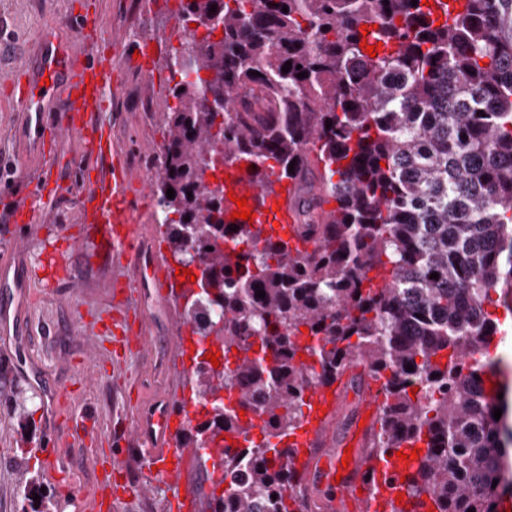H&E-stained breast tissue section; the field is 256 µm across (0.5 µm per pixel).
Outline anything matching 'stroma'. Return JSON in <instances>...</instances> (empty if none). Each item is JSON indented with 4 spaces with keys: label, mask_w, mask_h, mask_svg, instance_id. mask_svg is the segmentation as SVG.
Here are the masks:
<instances>
[{
    "label": "stroma",
    "mask_w": 512,
    "mask_h": 512,
    "mask_svg": "<svg viewBox=\"0 0 512 512\" xmlns=\"http://www.w3.org/2000/svg\"><path fill=\"white\" fill-rule=\"evenodd\" d=\"M91 0H0V74L13 57L33 51L42 29L73 35L68 14L83 13ZM173 13L162 0H105L104 32L133 40H150L161 49L176 44ZM112 64L125 82L138 86L153 109L141 111L139 101L120 96L112 112V136L123 146L155 152L164 142L163 117L174 100L167 68H159L154 84H143L128 63L126 47L112 50ZM11 115L0 111V256L27 267L32 302L27 334L0 331V512H89L93 474L110 452H117L126 489L118 512H167L166 486L144 464L135 446L116 440L113 421L133 416L139 390L153 395L185 386L186 377L172 360L180 330L173 303L156 308L159 320L139 355L116 361L98 339L107 323L102 313L136 297L138 276L128 272L123 287L112 285L113 267L100 256L96 234L85 222L79 198L82 175L79 145L64 142L72 156L69 180L60 186L54 208L44 223L14 237L9 207L14 195L32 190L36 171L10 138ZM79 248L68 250L70 239ZM66 251L70 284L51 285L36 273L50 249ZM170 358L158 375L157 356ZM29 445H22V436ZM39 487V501L22 497L25 486Z\"/></svg>",
    "instance_id": "stroma-1"
}]
</instances>
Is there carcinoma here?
<instances>
[{"instance_id": "cac0c4a2", "label": "carcinoma", "mask_w": 512, "mask_h": 512, "mask_svg": "<svg viewBox=\"0 0 512 512\" xmlns=\"http://www.w3.org/2000/svg\"><path fill=\"white\" fill-rule=\"evenodd\" d=\"M433 2L178 0L179 18L202 30L166 60L179 81L151 188L173 260L210 271L173 298L201 338L193 397L210 406L183 445L204 449L215 489L226 467L247 475L245 490L211 493V512H319L277 463L297 449L271 439L304 426L311 386L362 362L387 376L369 452L422 445L395 512H505L512 501L500 483L512 384L488 359L500 325L485 309L490 291L512 293V0H462L455 13ZM364 42L380 44L376 57ZM240 159L268 190L292 182L312 251L262 224H224V187L204 170ZM327 197L337 208L324 224ZM212 343L217 367L203 358ZM254 428L253 451L224 460L223 435Z\"/></svg>"}]
</instances>
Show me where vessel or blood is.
I'll return each instance as SVG.
<instances>
[{"instance_id":"obj_1","label":"vessel or blood","mask_w":512,"mask_h":512,"mask_svg":"<svg viewBox=\"0 0 512 512\" xmlns=\"http://www.w3.org/2000/svg\"><path fill=\"white\" fill-rule=\"evenodd\" d=\"M75 26L72 37L46 33L38 51L18 58L5 78L17 94L0 105L13 112L22 152L37 163L40 173L32 196L16 200L10 221L36 224L52 208L60 175L71 162L69 155L53 150L52 144L75 138L82 148L84 169L95 174L94 179L84 181L81 201L88 218L107 231L101 254L117 270L134 267L145 277L154 302L160 303L177 278L164 259L138 252L139 198L130 187L144 184L145 178L128 166L125 150L113 142L111 126L103 118L122 93V79L112 67L111 56L102 53L95 39L100 30L98 13L78 17ZM225 172L229 177L225 190L235 192L237 198L247 197L253 211L268 214L274 236L287 237L292 221L286 208L287 187L267 196L250 170L235 164ZM308 396L314 420L288 439L302 449L294 465L302 475L307 497L328 501L333 512H392L403 494L405 463L396 458L387 466L363 451L384 400L378 383H371L347 435L336 440L322 427L325 415L335 408V398L324 386L313 388ZM185 400L182 388L169 387L133 420L116 423L114 430L121 439L142 446L147 466L176 486L171 501L178 512H197V499L178 491L186 454L174 437L183 420Z\"/></svg>"}]
</instances>
